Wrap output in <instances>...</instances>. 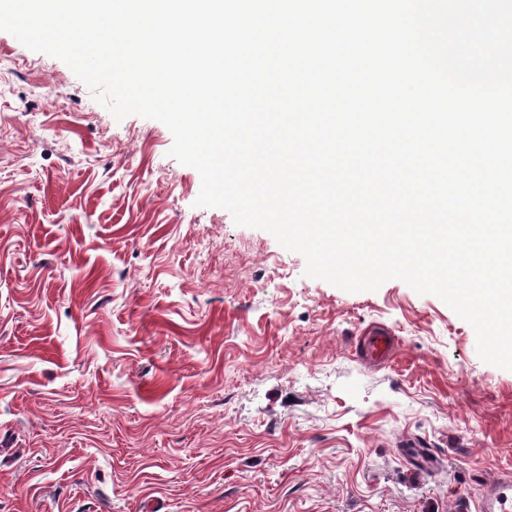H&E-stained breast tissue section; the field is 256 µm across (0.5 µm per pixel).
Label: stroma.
Here are the masks:
<instances>
[{
	"label": "stroma",
	"instance_id": "stroma-1",
	"mask_svg": "<svg viewBox=\"0 0 512 512\" xmlns=\"http://www.w3.org/2000/svg\"><path fill=\"white\" fill-rule=\"evenodd\" d=\"M172 145L0 31V512H474L512 371L438 297L341 290L196 206ZM363 355L367 364L386 362L394 355L392 336L384 329H377L363 338Z\"/></svg>",
	"mask_w": 512,
	"mask_h": 512
}]
</instances>
